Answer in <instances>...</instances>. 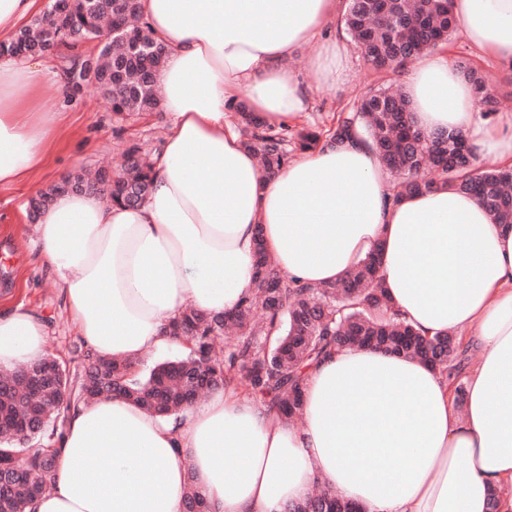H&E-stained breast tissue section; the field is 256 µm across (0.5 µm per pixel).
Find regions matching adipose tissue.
<instances>
[{"instance_id": "1", "label": "adipose tissue", "mask_w": 512, "mask_h": 512, "mask_svg": "<svg viewBox=\"0 0 512 512\" xmlns=\"http://www.w3.org/2000/svg\"><path fill=\"white\" fill-rule=\"evenodd\" d=\"M342 0H140L166 50L157 78L170 127L145 203L107 193L55 196L38 216L41 263L88 350L138 361L184 349L170 332L186 308L233 311L252 288L256 242L286 278H344L378 250L390 308L423 335L451 332L478 353L457 406L419 360L345 348L313 366L303 423L234 390L166 418L121 399L81 401L54 443L52 488L33 512H182L188 482L212 512H279L316 482L367 512H512V225L453 189L394 200L361 137L306 152L264 179L230 113L268 125L307 109L288 65L317 41L319 83L344 80L343 40L325 37ZM469 42L512 64V0H452ZM52 65L0 56V186L45 170L61 117L39 108ZM415 125L461 133L480 158L512 163V114L483 118L446 51L403 75ZM45 321L0 312V370L44 357Z\"/></svg>"}]
</instances>
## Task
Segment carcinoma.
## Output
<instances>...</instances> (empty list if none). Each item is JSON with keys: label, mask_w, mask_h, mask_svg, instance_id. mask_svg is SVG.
<instances>
[{"label": "carcinoma", "mask_w": 512, "mask_h": 512, "mask_svg": "<svg viewBox=\"0 0 512 512\" xmlns=\"http://www.w3.org/2000/svg\"><path fill=\"white\" fill-rule=\"evenodd\" d=\"M452 0H348L345 26L353 41L381 77L397 72L422 53L448 43L457 25ZM107 39L97 55L69 70L67 87L77 93L99 90L117 115L146 116L161 100L155 81L164 63V48L152 36L139 0H54L50 11L34 17L11 39L0 41V54L29 58L53 54L87 40ZM473 86L483 112L498 111L499 101L477 70L459 64ZM243 126L244 144L258 157L266 179L290 161L288 144L299 152L342 144L361 127L394 176L393 200L451 187L474 195L497 224H512V167H473V154L456 132L423 135L411 123L406 94L384 81L369 88L359 107L341 112L328 129H291L257 122L242 102L234 106ZM150 152L138 142L126 151L124 169L103 172L94 180L80 173L63 178L70 191L110 187L112 200L138 206L151 187ZM53 184L33 201L39 212L64 192ZM262 312L256 322V311ZM185 338L188 351L155 366L145 375L124 360L100 361L83 352L82 373L48 355L21 371L0 373V512H31L53 475L50 442L62 426L73 397L118 396L151 414L179 413L205 391L232 387L284 417L301 415V387L312 364L338 348L371 347L415 357L446 376L455 400H466L465 352L454 334L421 335L388 310L377 251L366 256L346 278L320 287L283 277L262 246L256 231L252 292L230 315H204L186 310L171 325ZM210 512L207 498L190 488L185 512L193 506ZM282 512H365L331 488L289 502Z\"/></svg>", "instance_id": "obj_1"}]
</instances>
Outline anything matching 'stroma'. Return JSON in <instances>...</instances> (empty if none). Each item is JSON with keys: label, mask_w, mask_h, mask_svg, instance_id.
I'll return each instance as SVG.
<instances>
[{"label": "stroma", "mask_w": 512, "mask_h": 512, "mask_svg": "<svg viewBox=\"0 0 512 512\" xmlns=\"http://www.w3.org/2000/svg\"><path fill=\"white\" fill-rule=\"evenodd\" d=\"M346 76L335 86L316 85L312 62L317 44L298 48L289 58V66L312 87L308 108L298 125L330 126L338 112L352 107L366 92L374 74L353 40H346ZM452 61L465 62L479 69L493 92L501 99L504 111L512 113V68L481 55L456 30L447 47ZM63 81L47 82L39 92L41 108L64 113V127L49 168L30 183L0 187V309L17 305L35 311L48 325L47 352L66 358L71 369H81V338L70 321L58 294L54 279L37 259L36 231L29 221L28 201L37 190L59 182L68 173L84 168L95 170L112 164L120 167L127 141L139 139L143 131L152 137L166 133L167 114L150 119L114 116L94 88L88 87L75 97L66 92Z\"/></svg>", "instance_id": "35a3bbf8"}]
</instances>
